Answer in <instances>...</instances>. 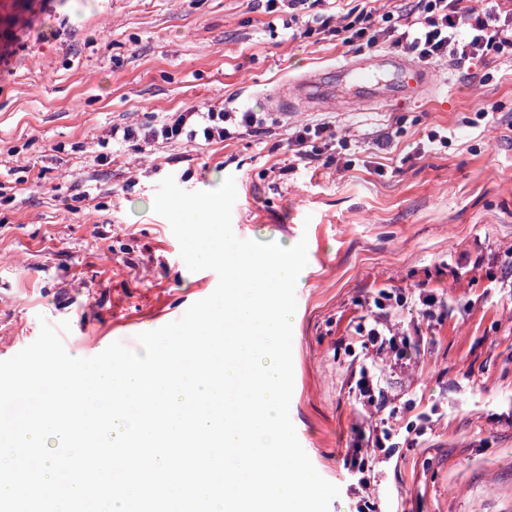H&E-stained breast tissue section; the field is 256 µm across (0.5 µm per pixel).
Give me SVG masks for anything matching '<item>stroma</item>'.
I'll list each match as a JSON object with an SVG mask.
<instances>
[{"label": "stroma", "mask_w": 512, "mask_h": 512, "mask_svg": "<svg viewBox=\"0 0 512 512\" xmlns=\"http://www.w3.org/2000/svg\"><path fill=\"white\" fill-rule=\"evenodd\" d=\"M15 33L0 74V360L44 321L70 322L74 357L133 349L209 296L216 273L189 271L151 205L166 176L187 191L231 176L237 237L308 240L290 417L340 489L329 512H512V291L493 285L512 266V60L478 82L442 59L423 99L276 114L262 135L143 149L109 144L110 128L191 106L265 112L303 72L355 51L289 39L264 0H0V39ZM322 122L344 139L341 165L286 149L295 126ZM424 285L448 306L418 319L410 364L385 367L393 412L376 423L355 398L352 329L380 289L414 300ZM378 424L384 451L368 441ZM357 445L376 462L359 493L344 465Z\"/></svg>", "instance_id": "stroma-1"}]
</instances>
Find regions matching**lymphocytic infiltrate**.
Here are the masks:
<instances>
[{"label": "lymphocytic infiltrate", "instance_id": "1", "mask_svg": "<svg viewBox=\"0 0 512 512\" xmlns=\"http://www.w3.org/2000/svg\"><path fill=\"white\" fill-rule=\"evenodd\" d=\"M330 0H267L268 12L287 10L288 35L309 38L315 35L350 46L357 42L375 45L390 43L423 62L446 59L450 62L485 65L490 60L512 57V9L480 10L470 0H417L404 13H377L350 9L342 16L328 10ZM266 119L259 112L233 107H189L162 116L151 124L133 127L112 126L115 142L188 143L222 142L242 135L264 133ZM335 131L326 123L305 124L288 140V148L300 161L319 158L321 147L333 143ZM407 299L403 294L380 292L374 297V312L362 317L355 327L367 356L360 368L356 397L371 415L385 411L390 403L377 374L380 361L410 359L407 346L397 341L394 323Z\"/></svg>", "mask_w": 512, "mask_h": 512}]
</instances>
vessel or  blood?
Wrapping results in <instances>:
<instances>
[{
	"label": "vessel or blood",
	"instance_id": "1",
	"mask_svg": "<svg viewBox=\"0 0 512 512\" xmlns=\"http://www.w3.org/2000/svg\"><path fill=\"white\" fill-rule=\"evenodd\" d=\"M431 74L398 55L379 53L349 59L296 79L292 96L273 101L279 111L343 110L356 104L370 109L384 102L430 94Z\"/></svg>",
	"mask_w": 512,
	"mask_h": 512
}]
</instances>
